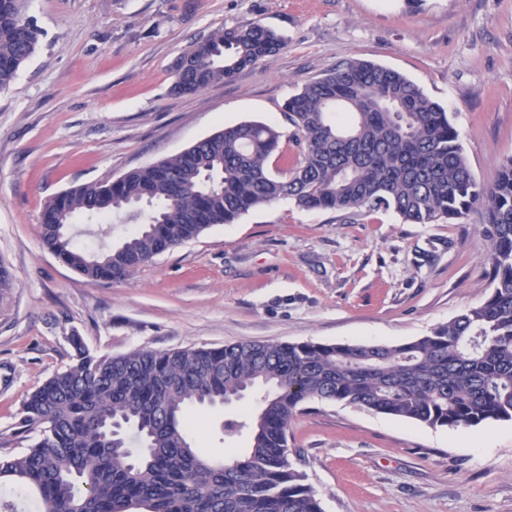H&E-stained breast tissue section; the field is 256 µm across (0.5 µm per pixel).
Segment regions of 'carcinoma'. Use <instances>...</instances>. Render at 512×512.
I'll use <instances>...</instances> for the list:
<instances>
[{"label":"carcinoma","mask_w":512,"mask_h":512,"mask_svg":"<svg viewBox=\"0 0 512 512\" xmlns=\"http://www.w3.org/2000/svg\"><path fill=\"white\" fill-rule=\"evenodd\" d=\"M26 0H0V91L37 51ZM259 23L217 30L177 61L173 89L198 93L276 54ZM302 160L288 167L267 124L226 127L110 183L59 193L40 215L43 243L91 282L121 279L156 255L291 199L307 210L394 209L406 223H451L482 208L491 245L487 300L395 346L240 341L218 348L75 354L24 400L37 431L0 457L3 507L29 512H322L288 458V426L309 400L342 402L431 427L512 421V157L478 182L448 112L390 68L350 61L306 82L285 104ZM282 167L273 168V156ZM78 215H124L137 230L91 255L66 228ZM260 389L242 456L213 461L194 446L193 407Z\"/></svg>","instance_id":"carcinoma-1"}]
</instances>
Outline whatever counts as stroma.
Returning a JSON list of instances; mask_svg holds the SVG:
<instances>
[{"label": "stroma", "instance_id": "1", "mask_svg": "<svg viewBox=\"0 0 512 512\" xmlns=\"http://www.w3.org/2000/svg\"><path fill=\"white\" fill-rule=\"evenodd\" d=\"M38 52L0 92V456L22 452L24 399L91 352L238 341L398 345L491 291L481 211L410 224L394 210L310 211L285 199L218 224L131 275L92 283L42 242L44 204L107 183L229 125L276 127L297 157L284 104L352 61L405 75L449 113L478 182L512 156V0H27ZM258 22L283 49L234 79L173 92L172 68L218 28ZM131 225L77 218L93 252ZM256 394L200 410L195 446L246 448ZM291 462L324 512H512V421L430 427L313 402L288 427Z\"/></svg>", "mask_w": 512, "mask_h": 512}]
</instances>
